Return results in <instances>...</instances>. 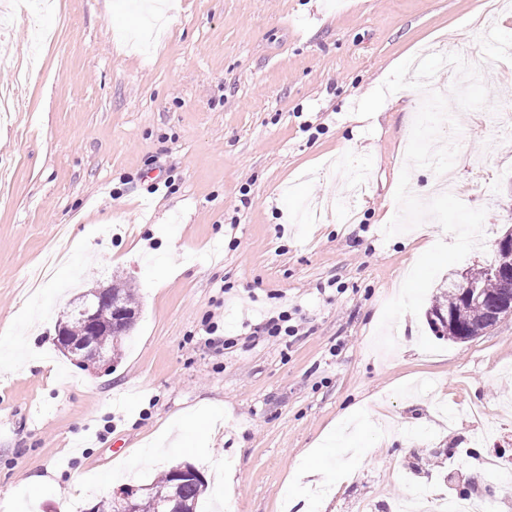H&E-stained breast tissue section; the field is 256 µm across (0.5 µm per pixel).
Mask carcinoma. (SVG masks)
Segmentation results:
<instances>
[{"instance_id":"carcinoma-1","label":"carcinoma","mask_w":512,"mask_h":512,"mask_svg":"<svg viewBox=\"0 0 512 512\" xmlns=\"http://www.w3.org/2000/svg\"><path fill=\"white\" fill-rule=\"evenodd\" d=\"M472 284L485 294L512 293V286L504 284L491 274V266L486 265L469 274ZM447 312L451 316L448 328L442 330L434 325L432 317L437 311ZM429 326L437 336L446 337L454 342L464 343L494 326L484 308L461 295L457 281L448 280L446 289L439 292L427 312ZM204 480L175 478L168 469L148 484V491L137 501V512H163L173 509L175 512H197V504L204 490Z\"/></svg>"}]
</instances>
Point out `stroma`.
<instances>
[{
  "label": "stroma",
  "mask_w": 512,
  "mask_h": 512,
  "mask_svg": "<svg viewBox=\"0 0 512 512\" xmlns=\"http://www.w3.org/2000/svg\"><path fill=\"white\" fill-rule=\"evenodd\" d=\"M0 0V507L85 512L118 483L181 463L205 480L199 512H394L424 488L512 512V315L465 343L403 315L384 351L385 303L418 257L452 241L434 219L385 238L420 96L355 105L403 60L452 48L480 69L486 109L453 108L461 200L486 211L483 245L450 273L493 261L512 227V138L483 122L512 92V6L484 0ZM38 9V8H37ZM368 183L353 207L346 171ZM118 281L139 315L112 371L76 367L55 325L76 290ZM288 311L295 335L258 331ZM222 315L218 343L200 333ZM376 428L364 462L302 466L342 411ZM111 431H104V423ZM174 451L145 456L178 426ZM79 445L71 453V445ZM54 466L84 493L34 479ZM231 473L232 486L220 474Z\"/></svg>",
  "instance_id": "35a3bbf8"
}]
</instances>
